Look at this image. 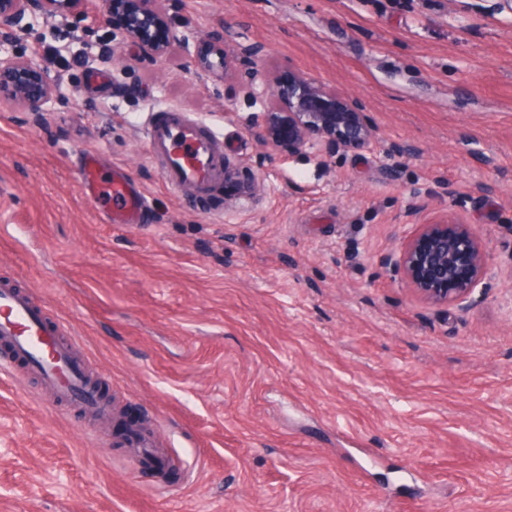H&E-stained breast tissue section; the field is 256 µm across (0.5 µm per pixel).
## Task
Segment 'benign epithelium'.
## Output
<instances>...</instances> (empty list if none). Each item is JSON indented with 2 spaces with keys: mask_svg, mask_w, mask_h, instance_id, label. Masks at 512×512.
<instances>
[{
  "mask_svg": "<svg viewBox=\"0 0 512 512\" xmlns=\"http://www.w3.org/2000/svg\"><path fill=\"white\" fill-rule=\"evenodd\" d=\"M161 0H107L106 8L119 7L127 16L121 36L138 45L150 60L166 57L185 37L160 8ZM87 0H0V39L15 38L22 22L37 15L66 13L84 17ZM220 67H215L210 55ZM212 54L198 53L197 70L220 73L227 79L234 64L214 40ZM59 91L48 67L29 58L0 53V96L26 112H45ZM256 138L268 145L281 143L288 135V147L302 151L317 146L327 154L358 151L375 140L370 123L356 111L352 101L334 89L302 76L277 84L267 96L265 112L253 128ZM396 264L415 291L425 300L464 306L486 275L487 254L466 225L450 221L425 224L413 239L401 244Z\"/></svg>",
  "mask_w": 512,
  "mask_h": 512,
  "instance_id": "1",
  "label": "benign epithelium"
}]
</instances>
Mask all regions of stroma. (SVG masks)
<instances>
[{
	"label": "stroma",
	"mask_w": 512,
	"mask_h": 512,
	"mask_svg": "<svg viewBox=\"0 0 512 512\" xmlns=\"http://www.w3.org/2000/svg\"><path fill=\"white\" fill-rule=\"evenodd\" d=\"M188 46L142 61L89 0L0 49L47 65L49 111L0 98V283L66 321L124 419L184 462L154 490L93 417L0 368V512H512V9L501 0H163ZM224 81L191 60L212 34ZM259 45L261 61L243 55ZM353 99L365 149L264 145L256 67ZM172 108L224 137L218 208L168 186L144 134ZM97 153L150 201L104 223ZM488 253L466 309L395 263L419 225ZM221 39H214L212 46V53L217 57L220 62V69H217L213 64V60L210 58V54L205 53H197L194 58V64L197 70L203 73H216L220 72V76L224 78V80L228 79L233 75L234 72V64L233 59H230L224 53V48H222ZM211 53V54H212Z\"/></svg>",
	"instance_id": "1"
}]
</instances>
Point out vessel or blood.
I'll return each instance as SVG.
<instances>
[{"mask_svg": "<svg viewBox=\"0 0 512 512\" xmlns=\"http://www.w3.org/2000/svg\"><path fill=\"white\" fill-rule=\"evenodd\" d=\"M146 137L153 155L162 163V175L172 188L190 190L206 198L224 187L223 138L204 129L198 120L174 109L152 110ZM83 194L100 210L105 223L140 225L146 196L123 173L100 180L93 153L81 162ZM68 328L49 317L46 309L17 287L0 285V339L8 342L17 357L26 359L27 370L40 388L57 399L77 404L101 418L112 415V406L101 399L98 386L75 359V342ZM153 434L141 429L126 442L134 456L148 460L155 447Z\"/></svg>", "mask_w": 512, "mask_h": 512, "instance_id": "b4317fda", "label": "vessel or blood"}]
</instances>
